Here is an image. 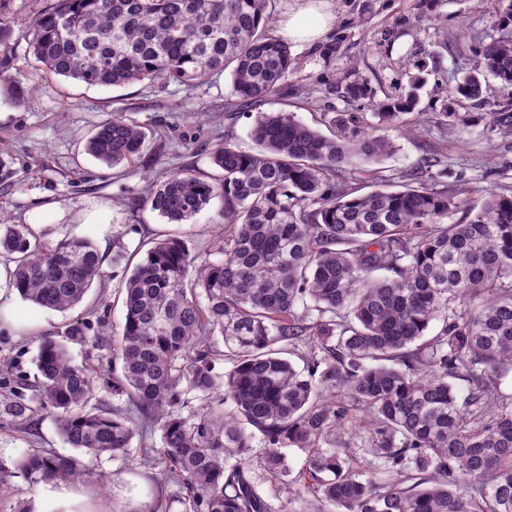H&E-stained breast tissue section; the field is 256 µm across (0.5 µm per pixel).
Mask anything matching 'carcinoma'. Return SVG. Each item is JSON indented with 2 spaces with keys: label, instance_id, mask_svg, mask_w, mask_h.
<instances>
[{
  "label": "carcinoma",
  "instance_id": "cac0c4a2",
  "mask_svg": "<svg viewBox=\"0 0 512 512\" xmlns=\"http://www.w3.org/2000/svg\"><path fill=\"white\" fill-rule=\"evenodd\" d=\"M269 24L266 0H54L29 23V52L48 75L102 88L227 71L228 108L243 110L297 68ZM490 25L496 36L475 48L480 68L448 89L441 115L450 120L452 106L484 101L487 77L512 85V5ZM423 86L416 75L404 94L378 103L375 125L337 114L332 137L292 112H260L257 151L212 141L220 175L171 169L146 185L144 203L170 224L221 198L224 234L196 256L163 234L139 261L112 260L125 262L112 395H127L132 411L108 408L94 372L63 342L39 337L35 403L15 395L0 405L21 421L50 414L88 460L29 450L13 466L30 485L91 476L108 454L158 467L179 488L182 512H288L259 489L255 468L284 477L283 449L299 448L309 512H512V412L498 393L512 373V195L488 192L446 223L463 206L461 189L357 194L338 179L356 157L379 164L391 154L381 131L415 110ZM344 94L374 98L363 81L345 83ZM485 118L512 132L511 114ZM144 138L114 112L84 151L128 166ZM30 236L0 224V249L14 263L9 287L23 300L65 312L108 280L89 239L46 246ZM285 345L306 348V372L283 356ZM228 356L232 368L217 372ZM357 410L367 426L331 442ZM152 427L160 447L132 455L137 431ZM257 438L265 452L256 467Z\"/></svg>",
  "mask_w": 512,
  "mask_h": 512
}]
</instances>
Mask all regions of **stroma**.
<instances>
[{
    "label": "stroma",
    "instance_id": "obj_1",
    "mask_svg": "<svg viewBox=\"0 0 512 512\" xmlns=\"http://www.w3.org/2000/svg\"><path fill=\"white\" fill-rule=\"evenodd\" d=\"M51 0H0V26L7 31L0 63L35 95L17 103L0 94V218L34 226L37 239L53 245L65 237L90 239L111 269L118 250L148 249L159 235L179 230L190 253L210 250L224 227L220 200L193 220L171 227L144 205L147 180L169 169L190 168L212 175L208 145L221 138L245 151L255 150L250 136L254 113L226 109L230 76L222 73L191 86L135 83L122 88L89 87L49 76L28 53L29 21ZM336 23L317 43L294 42L299 68L281 91L261 106L288 111L309 126L329 133L339 112L372 113L378 100L400 93L417 72L427 83L414 113L389 132L392 154L381 164L353 160L341 177L357 193L378 186L400 189L410 174L430 168L436 185L465 188L468 204L485 191L512 194V134L490 129L482 107L457 106L454 120L440 112L448 85L479 66L474 46L489 41L487 22L497 0H333ZM375 89L371 101L353 103L343 96V74ZM123 110L146 133L135 166L109 167L84 151L95 127L114 110ZM116 283L92 287L74 309L58 312L35 307L11 289L0 292V394L19 392L34 399L38 390L37 338L66 339L73 320L86 321V340L67 341L76 363L102 379L120 374L112 358V338L121 330L124 311ZM29 449L70 453L51 415L18 421L0 411V461L12 463ZM287 480L266 481L262 491L287 501L290 512H308L305 499L291 496L305 455L287 449ZM101 480L30 486L15 473L0 486V512H145L168 503L175 486L155 480L152 470L124 467L102 455Z\"/></svg>",
    "mask_w": 512,
    "mask_h": 512
}]
</instances>
